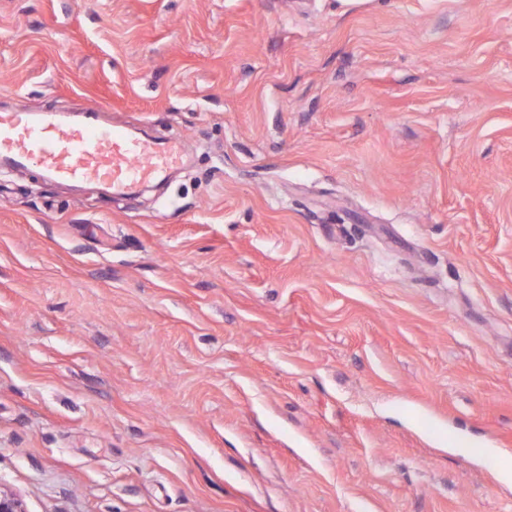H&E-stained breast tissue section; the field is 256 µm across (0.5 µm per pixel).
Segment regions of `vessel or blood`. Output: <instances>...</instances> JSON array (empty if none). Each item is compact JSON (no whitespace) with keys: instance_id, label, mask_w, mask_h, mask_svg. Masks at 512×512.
Masks as SVG:
<instances>
[{"instance_id":"vessel-or-blood-1","label":"vessel or blood","mask_w":512,"mask_h":512,"mask_svg":"<svg viewBox=\"0 0 512 512\" xmlns=\"http://www.w3.org/2000/svg\"><path fill=\"white\" fill-rule=\"evenodd\" d=\"M183 154L180 141L139 137L112 122L104 104L86 108L73 119L0 109V167H35L53 181L130 195L165 176L181 163Z\"/></svg>"}]
</instances>
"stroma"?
<instances>
[{"instance_id": "stroma-1", "label": "stroma", "mask_w": 512, "mask_h": 512, "mask_svg": "<svg viewBox=\"0 0 512 512\" xmlns=\"http://www.w3.org/2000/svg\"><path fill=\"white\" fill-rule=\"evenodd\" d=\"M1 89L191 157L0 173L27 512H512V0H0Z\"/></svg>"}]
</instances>
